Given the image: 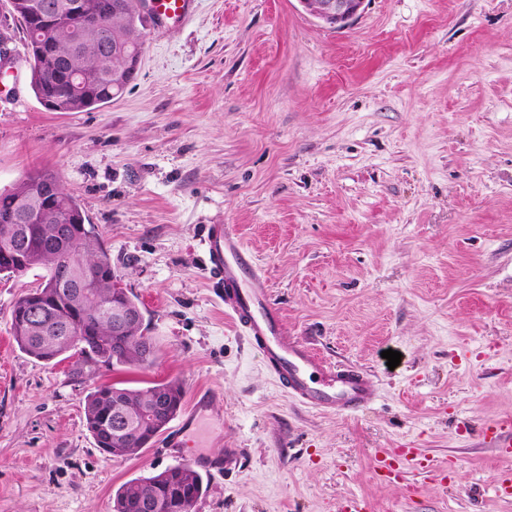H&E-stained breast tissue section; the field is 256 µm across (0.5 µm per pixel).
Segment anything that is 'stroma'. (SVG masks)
Wrapping results in <instances>:
<instances>
[{"instance_id":"35a3bbf8","label":"stroma","mask_w":512,"mask_h":512,"mask_svg":"<svg viewBox=\"0 0 512 512\" xmlns=\"http://www.w3.org/2000/svg\"><path fill=\"white\" fill-rule=\"evenodd\" d=\"M36 170L97 225L157 355L24 354L11 310L44 272L0 273V512H112L121 484L228 448L240 470L204 475L193 512H336L352 495L368 512H512L484 433L512 418V0H366L338 31L299 0H194L147 28L101 107L46 110L23 65L0 81V191ZM210 224L235 225L282 331L370 374L367 408L320 412L276 383L211 286ZM172 379L218 389L220 415L178 448H97L93 387ZM406 442L430 472L379 483L374 452Z\"/></svg>"}]
</instances>
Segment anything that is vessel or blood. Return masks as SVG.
<instances>
[{
    "label": "vessel or blood",
    "mask_w": 512,
    "mask_h": 512,
    "mask_svg": "<svg viewBox=\"0 0 512 512\" xmlns=\"http://www.w3.org/2000/svg\"><path fill=\"white\" fill-rule=\"evenodd\" d=\"M192 0H150L154 25L181 22ZM211 283L224 301V313L247 336L281 388L304 406L343 414H355L369 403L371 379L367 372L336 365L319 358L308 346L286 335L280 327L267 284L252 256L231 225H208L204 238ZM220 393L198 391L178 425L181 432L193 429L199 412L213 409ZM424 469L411 448L378 451L372 461L374 476L384 483H398L408 468Z\"/></svg>",
    "instance_id": "1"
}]
</instances>
